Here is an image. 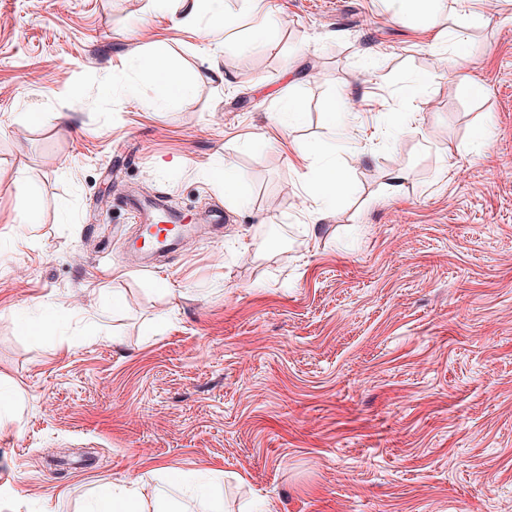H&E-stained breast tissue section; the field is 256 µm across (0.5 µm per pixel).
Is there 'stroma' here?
Returning <instances> with one entry per match:
<instances>
[{"instance_id":"35a3bbf8","label":"stroma","mask_w":512,"mask_h":512,"mask_svg":"<svg viewBox=\"0 0 512 512\" xmlns=\"http://www.w3.org/2000/svg\"><path fill=\"white\" fill-rule=\"evenodd\" d=\"M272 3L218 82L154 0H0V512H209L178 471L224 512H512V6L467 31V97L384 0ZM156 40L189 96L139 78ZM129 195L193 222L146 270ZM246 13L251 18L248 45L263 43L276 24L274 10L268 0H244ZM218 176L224 182V200L244 205L247 199V189L235 169L230 165H225L224 170ZM347 190V181L342 169L335 164L322 168L313 192L307 194L311 201L309 207L312 212L320 211L324 206L331 204L342 197ZM86 512H143V509L134 496L112 492L99 495L91 501Z\"/></svg>"}]
</instances>
